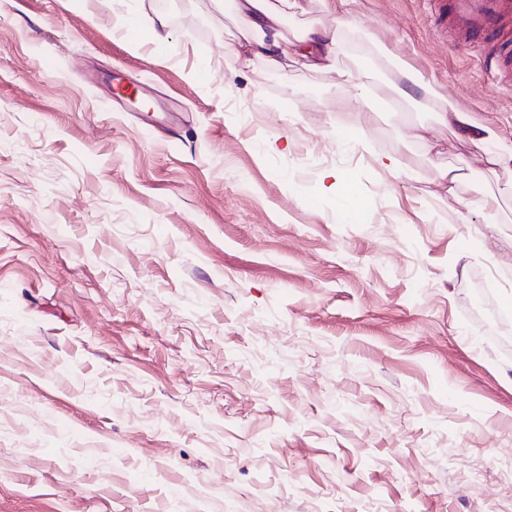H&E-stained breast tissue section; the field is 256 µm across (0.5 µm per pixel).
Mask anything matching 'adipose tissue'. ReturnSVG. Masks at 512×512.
Segmentation results:
<instances>
[{"instance_id": "ef3b65f1", "label": "adipose tissue", "mask_w": 512, "mask_h": 512, "mask_svg": "<svg viewBox=\"0 0 512 512\" xmlns=\"http://www.w3.org/2000/svg\"><path fill=\"white\" fill-rule=\"evenodd\" d=\"M230 6L251 47L250 54L241 56L242 65H249L255 56H290L292 41L285 21L297 9L296 0H231Z\"/></svg>"}]
</instances>
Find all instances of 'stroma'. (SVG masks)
Wrapping results in <instances>:
<instances>
[{
    "label": "stroma",
    "instance_id": "1",
    "mask_svg": "<svg viewBox=\"0 0 512 512\" xmlns=\"http://www.w3.org/2000/svg\"><path fill=\"white\" fill-rule=\"evenodd\" d=\"M346 18L340 86L218 0H0V512H512V86L427 0ZM385 60L390 67L399 72L406 83L420 87L427 98L437 99L439 97L435 89L430 84L424 82L418 73L408 69L402 59L386 55ZM448 105V107H447ZM436 121L443 125L448 126L457 124L463 127L466 131L470 132L474 137L479 140L489 139L493 136V131L485 126H475L470 122L465 112H460L455 104L448 100L445 106L440 111L436 112ZM324 179H330L329 189L335 190L341 199V210L348 216L355 218L364 210V203L354 193L353 187L346 176L338 171H326Z\"/></svg>",
    "mask_w": 512,
    "mask_h": 512
}]
</instances>
